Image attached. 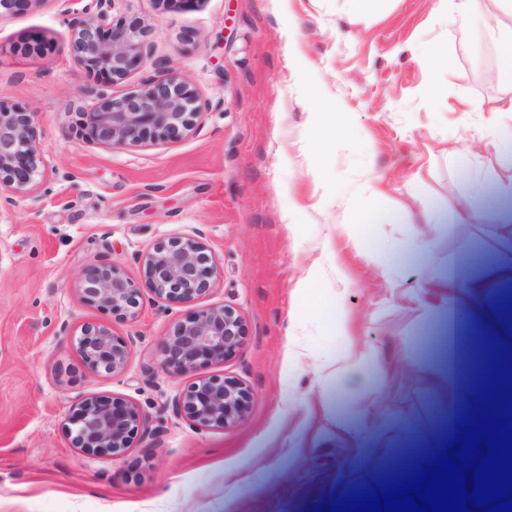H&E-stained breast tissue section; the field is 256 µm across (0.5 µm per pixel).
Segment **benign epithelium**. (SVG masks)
<instances>
[{
    "instance_id": "1",
    "label": "benign epithelium",
    "mask_w": 512,
    "mask_h": 512,
    "mask_svg": "<svg viewBox=\"0 0 512 512\" xmlns=\"http://www.w3.org/2000/svg\"><path fill=\"white\" fill-rule=\"evenodd\" d=\"M116 0H92L73 11V50L87 70L108 75L112 81L150 55L146 28L133 20L113 21ZM86 103L85 127L91 139L107 146L134 145L156 139L181 141L201 117V105L183 76L168 69L145 80L119 97L85 86L79 89ZM37 117L0 99V197L13 203L11 194L23 192L39 175ZM202 232L160 240L139 255L143 276L152 294L164 301L194 303L212 290L213 268ZM86 300L133 317L140 305V288L118 265L91 263L80 281ZM247 325L226 305L196 310L176 324L161 344L159 367L169 377H182L208 361H223L240 349ZM77 350L93 372L119 374L128 363L131 347L110 329L87 324L76 339ZM249 391L242 383L208 378L175 396V410H185L200 426L230 425L246 413ZM72 424L80 447L114 457L131 446L140 425L135 406L100 397L79 403Z\"/></svg>"
}]
</instances>
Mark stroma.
Returning <instances> with one entry per match:
<instances>
[{
  "label": "stroma",
  "mask_w": 512,
  "mask_h": 512,
  "mask_svg": "<svg viewBox=\"0 0 512 512\" xmlns=\"http://www.w3.org/2000/svg\"><path fill=\"white\" fill-rule=\"evenodd\" d=\"M151 55L127 78L76 61L69 0H32L0 15V99L36 113L40 175L0 206V512H321V503L375 487L372 449L395 466L437 453L467 401L470 340L512 351V322L494 309L512 289V201L478 195L490 174L462 176L456 153L477 151L489 115L511 94L482 23L461 28L443 0H381L370 16L350 0H118ZM301 46L341 131L318 147L297 80ZM448 63L431 69L432 47ZM181 73L202 116L181 142L104 146L81 127L80 87L121 95ZM481 104L452 112L451 101ZM467 197L465 225L432 224L421 201ZM378 215L347 222L350 210ZM203 232L213 288L197 304L155 299L140 253L174 234ZM121 266L142 288L136 317L85 300V268ZM318 281L307 313L297 285ZM498 274L491 293L474 280ZM452 278L457 290L436 288ZM343 304L341 332L328 312ZM227 305L247 325L234 355L171 378L159 345L194 308ZM131 343L117 375L88 370L83 324ZM366 353L357 381L327 390L316 367ZM217 376L250 390L245 417L202 427L172 399ZM89 396L133 403L140 426L112 457L79 448L70 419Z\"/></svg>",
  "instance_id": "35a3bbf8"
}]
</instances>
